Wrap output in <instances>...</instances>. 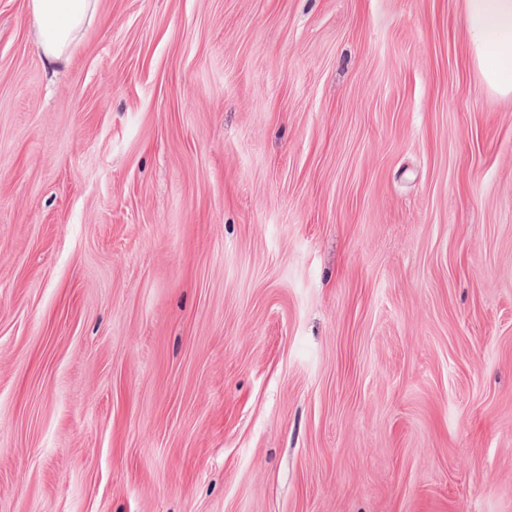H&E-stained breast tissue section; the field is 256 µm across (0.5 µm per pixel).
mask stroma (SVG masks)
Masks as SVG:
<instances>
[{
  "label": "stroma",
  "instance_id": "35a3bbf8",
  "mask_svg": "<svg viewBox=\"0 0 512 512\" xmlns=\"http://www.w3.org/2000/svg\"><path fill=\"white\" fill-rule=\"evenodd\" d=\"M464 0H0V512H512V96ZM35 37L43 55L68 59L85 26L98 12V0H30Z\"/></svg>",
  "mask_w": 512,
  "mask_h": 512
}]
</instances>
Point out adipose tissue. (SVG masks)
Listing matches in <instances>:
<instances>
[{
	"label": "adipose tissue",
	"instance_id": "1",
	"mask_svg": "<svg viewBox=\"0 0 512 512\" xmlns=\"http://www.w3.org/2000/svg\"><path fill=\"white\" fill-rule=\"evenodd\" d=\"M35 37L43 55L68 59L85 26L98 11V0H29ZM469 47L486 84L512 94V0H465Z\"/></svg>",
	"mask_w": 512,
	"mask_h": 512
}]
</instances>
